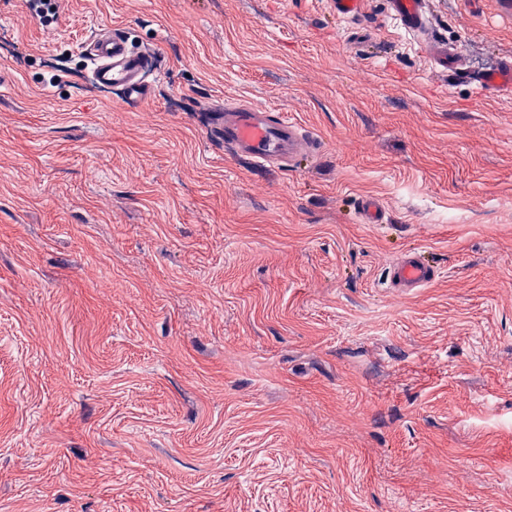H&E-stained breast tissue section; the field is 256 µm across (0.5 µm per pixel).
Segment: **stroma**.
<instances>
[{"label": "stroma", "mask_w": 512, "mask_h": 512, "mask_svg": "<svg viewBox=\"0 0 512 512\" xmlns=\"http://www.w3.org/2000/svg\"><path fill=\"white\" fill-rule=\"evenodd\" d=\"M425 10L461 67L388 0H0V512H512V97L475 81L512 18ZM103 25L140 103L91 82ZM227 101L308 155L235 156ZM393 17L401 29L411 34L426 58L437 65L448 66V50L436 47L432 41L423 36L425 19L422 0H392ZM89 55L98 85L119 92L129 104L147 96L142 77L148 68L149 56L131 47L124 33L101 26L92 39ZM435 278V270L416 253L401 257L391 268L392 288L409 290L422 288Z\"/></svg>", "instance_id": "35a3bbf8"}]
</instances>
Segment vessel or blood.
Here are the masks:
<instances>
[{"label":"vessel or blood","mask_w":512,"mask_h":512,"mask_svg":"<svg viewBox=\"0 0 512 512\" xmlns=\"http://www.w3.org/2000/svg\"><path fill=\"white\" fill-rule=\"evenodd\" d=\"M393 17L401 29L411 34L426 58L447 66L448 51L425 38L422 0H392ZM98 85L120 93L129 104L147 95L143 74L149 65L148 55L130 46L125 34L100 27L89 49ZM479 87L489 94L512 93V62L481 74ZM224 140L237 154L257 167L274 163L294 164L310 147L306 132L288 115L272 117L267 109L238 105L225 109L220 118ZM435 278L434 269L415 253L401 257L391 268L392 287L405 290L421 288Z\"/></svg>","instance_id":"b4317fda"}]
</instances>
